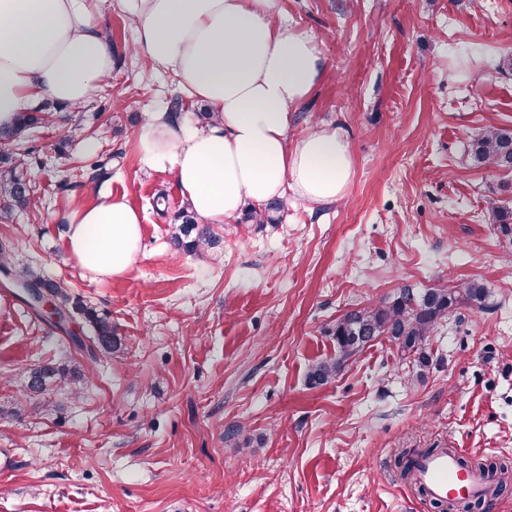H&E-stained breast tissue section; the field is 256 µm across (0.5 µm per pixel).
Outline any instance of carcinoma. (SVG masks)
Returning <instances> with one entry per match:
<instances>
[{
    "mask_svg": "<svg viewBox=\"0 0 512 512\" xmlns=\"http://www.w3.org/2000/svg\"><path fill=\"white\" fill-rule=\"evenodd\" d=\"M48 119L43 112H23L15 128L0 129V139L11 140L31 126ZM470 155L477 165L486 163L505 170H512V131L494 129L483 133L470 144ZM29 182L17 171V166H0V200L10 204H22L27 200ZM172 244L178 249L203 252L215 248L220 236L208 224H199L189 215L182 216V222L173 225L170 235ZM8 248L0 246V268L24 283L28 288H43L56 307L69 314L80 313L93 327L94 336L90 342H74V347L90 354L98 350L110 354L121 347L114 336L112 323L96 311L75 299L63 280H49L40 270L26 266L12 271L9 268ZM485 289L474 281L464 282L455 288H427L415 292L403 288L390 303L378 307L354 310L338 321L333 331L336 353L333 357L316 363L310 370L309 380L322 385L336 377L353 356L371 345L381 336L388 337L401 353L409 359L413 376L419 378L432 364V353L428 347L429 338L437 327L448 320V315L461 303L482 304ZM85 374L81 364L47 365L31 370L24 378V388L29 396L38 397L45 393L50 381L64 383L71 390L80 392ZM491 476L496 478L495 491H500L512 479V466L506 463L490 466Z\"/></svg>",
    "mask_w": 512,
    "mask_h": 512,
    "instance_id": "obj_1",
    "label": "carcinoma"
}]
</instances>
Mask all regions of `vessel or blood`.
I'll use <instances>...</instances> for the list:
<instances>
[{"label":"vessel or blood","instance_id":"b4317fda","mask_svg":"<svg viewBox=\"0 0 512 512\" xmlns=\"http://www.w3.org/2000/svg\"><path fill=\"white\" fill-rule=\"evenodd\" d=\"M415 472L418 483L430 497L437 499L449 498L454 491L463 498H476L485 492L489 483L483 471L460 472L456 456L443 450L421 459Z\"/></svg>","mask_w":512,"mask_h":512}]
</instances>
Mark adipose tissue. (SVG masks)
<instances>
[{
  "label": "adipose tissue",
  "instance_id": "ef3b65f1",
  "mask_svg": "<svg viewBox=\"0 0 512 512\" xmlns=\"http://www.w3.org/2000/svg\"><path fill=\"white\" fill-rule=\"evenodd\" d=\"M134 49L172 69L215 115L187 125L164 112L139 133L147 164L169 166L183 200L205 224H230L244 206L293 195L313 206L341 200L353 178L340 130L292 140L293 114L321 80L315 39L276 18V0H124ZM99 0H0V128L52 100L84 106L112 73ZM68 250L99 278L135 262L142 218L122 196L62 215Z\"/></svg>",
  "mask_w": 512,
  "mask_h": 512
}]
</instances>
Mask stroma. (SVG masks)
Segmentation results:
<instances>
[{
	"instance_id": "stroma-1",
	"label": "stroma",
	"mask_w": 512,
	"mask_h": 512,
	"mask_svg": "<svg viewBox=\"0 0 512 512\" xmlns=\"http://www.w3.org/2000/svg\"><path fill=\"white\" fill-rule=\"evenodd\" d=\"M114 66L76 112L27 130L35 189L0 210L15 265L65 280L108 318L121 347L81 353L0 284V512H438L402 480V450L460 448L482 466L512 464V171L471 164L470 141L512 130V0H277L280 19L314 36L324 75L294 114L296 140L340 128L354 176L343 200L283 198L275 224H219L218 246L174 250L186 204L172 171L142 160L139 130L181 89L135 53L122 0H102ZM122 195L142 216L125 274L100 279L68 253L66 211ZM475 280L411 365L379 339L336 379L347 312L401 289ZM81 363L79 395L58 384L43 411L26 371Z\"/></svg>"
}]
</instances>
